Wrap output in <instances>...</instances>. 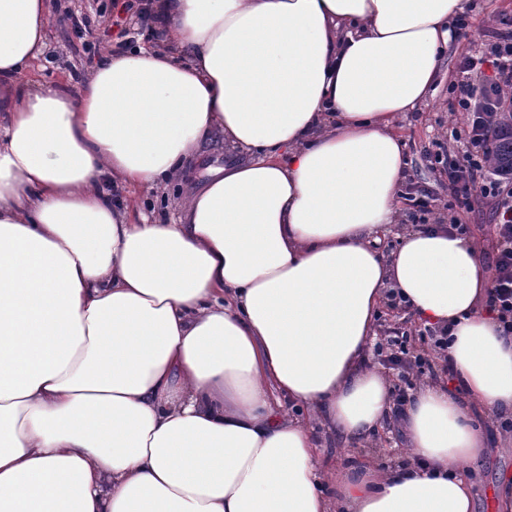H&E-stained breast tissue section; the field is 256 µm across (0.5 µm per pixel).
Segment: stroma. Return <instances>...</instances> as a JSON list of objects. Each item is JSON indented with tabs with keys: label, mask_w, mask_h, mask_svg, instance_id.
I'll use <instances>...</instances> for the list:
<instances>
[{
	"label": "stroma",
	"mask_w": 512,
	"mask_h": 512,
	"mask_svg": "<svg viewBox=\"0 0 512 512\" xmlns=\"http://www.w3.org/2000/svg\"><path fill=\"white\" fill-rule=\"evenodd\" d=\"M75 13L94 14L98 6H106L107 22L94 29L97 45L115 44L130 21L122 10L123 0H54ZM473 31L469 37H456L448 44L436 94L417 111L407 113L399 122L406 142L408 173L418 188L428 190L440 201L448 199V178L437 164L438 153L462 152L464 116L456 111L451 86L459 78L457 64L466 55L483 50L492 32L502 30L504 21L512 22V0H466ZM81 42L70 26L51 19L48 27V49L41 77L44 82H64L87 74L89 64L82 61L78 49ZM182 189L179 184L161 187L144 186L134 192L143 211L162 214L168 221L179 216ZM512 468V444L499 454L487 457L473 478L477 512H494L495 475L499 469Z\"/></svg>",
	"instance_id": "35a3bbf8"
}]
</instances>
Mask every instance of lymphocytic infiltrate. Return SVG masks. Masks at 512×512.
<instances>
[{
    "mask_svg": "<svg viewBox=\"0 0 512 512\" xmlns=\"http://www.w3.org/2000/svg\"><path fill=\"white\" fill-rule=\"evenodd\" d=\"M485 64L492 66L493 74L485 84L475 85L472 73ZM458 69L461 78L453 84L452 93L465 116L466 148L462 154L446 156L448 227L464 231L460 213L470 211L479 200L491 203L495 246L488 305L491 311L497 312L504 334L512 335V176L502 174L488 152L503 112L512 110V32L494 33L487 54L463 57ZM419 339L422 346L417 349L409 346L406 334L397 333L377 344L373 352L374 359L400 369L404 386L395 395L400 406L409 399L406 386L413 377L432 370L430 351L442 346L448 334L428 327Z\"/></svg>",
    "mask_w": 512,
    "mask_h": 512,
    "instance_id": "lymphocytic-infiltrate-1",
    "label": "lymphocytic infiltrate"
}]
</instances>
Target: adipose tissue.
<instances>
[{
  "mask_svg": "<svg viewBox=\"0 0 512 512\" xmlns=\"http://www.w3.org/2000/svg\"><path fill=\"white\" fill-rule=\"evenodd\" d=\"M165 48L78 87L30 74L50 0H0V512H475L512 336L481 248L400 214L396 124L435 91L463 0H149ZM240 151L209 160L213 137ZM176 223L112 183L182 181ZM457 389L400 414L365 363L386 290ZM406 463L324 471L315 426Z\"/></svg>",
  "mask_w": 512,
  "mask_h": 512,
  "instance_id": "ef3b65f1",
  "label": "adipose tissue"
}]
</instances>
